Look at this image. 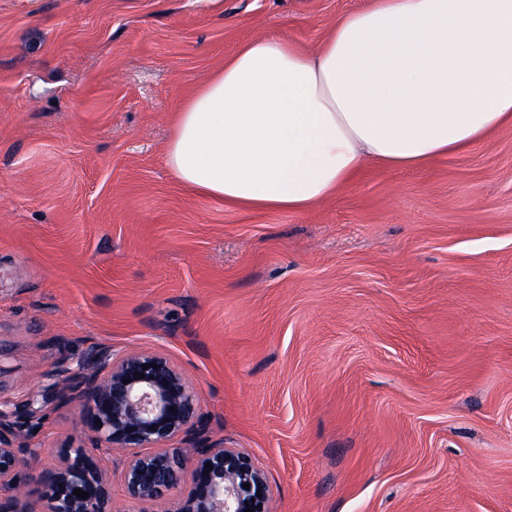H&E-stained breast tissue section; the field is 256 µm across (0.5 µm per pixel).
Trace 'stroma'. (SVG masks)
Returning a JSON list of instances; mask_svg holds the SVG:
<instances>
[{
	"label": "stroma",
	"instance_id": "35a3bbf8",
	"mask_svg": "<svg viewBox=\"0 0 512 512\" xmlns=\"http://www.w3.org/2000/svg\"><path fill=\"white\" fill-rule=\"evenodd\" d=\"M371 0H0V403L54 471L60 364L158 350L276 512H512V127L300 212L193 193L170 117Z\"/></svg>",
	"mask_w": 512,
	"mask_h": 512
}]
</instances>
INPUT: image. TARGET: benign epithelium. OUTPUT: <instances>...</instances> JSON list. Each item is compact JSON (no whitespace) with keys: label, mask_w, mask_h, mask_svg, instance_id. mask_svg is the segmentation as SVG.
I'll return each mask as SVG.
<instances>
[{"label":"benign epithelium","mask_w":512,"mask_h":512,"mask_svg":"<svg viewBox=\"0 0 512 512\" xmlns=\"http://www.w3.org/2000/svg\"><path fill=\"white\" fill-rule=\"evenodd\" d=\"M54 376L60 400L89 413L84 444L58 449L60 466L38 475L44 489L37 500H0V512H128L114 506L90 446L127 453L123 482L130 502L165 500L178 485V470L186 466L193 486L176 512H275L264 471L247 451L209 439L199 394L167 355L135 351L116 357L101 348L91 363L75 369L61 365ZM34 403L0 409V486L12 485L23 466L37 468L30 451ZM174 441L181 447H170ZM76 489L87 492V498L73 495Z\"/></svg>","instance_id":"obj_1"}]
</instances>
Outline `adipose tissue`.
I'll use <instances>...</instances> for the list:
<instances>
[{
    "instance_id": "1",
    "label": "adipose tissue",
    "mask_w": 512,
    "mask_h": 512,
    "mask_svg": "<svg viewBox=\"0 0 512 512\" xmlns=\"http://www.w3.org/2000/svg\"><path fill=\"white\" fill-rule=\"evenodd\" d=\"M512 126V0H372L314 50L254 38L174 114L188 189L302 211L370 165L412 169Z\"/></svg>"
}]
</instances>
